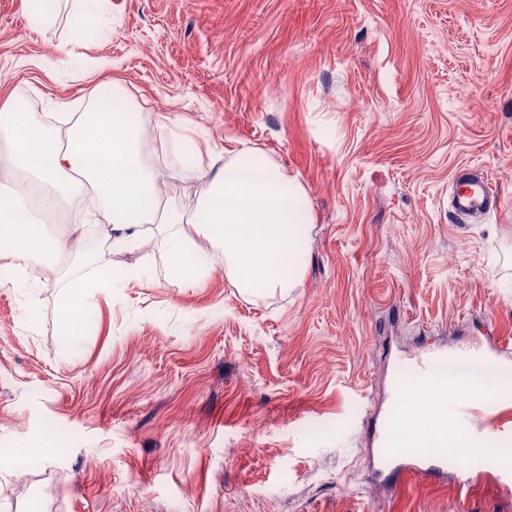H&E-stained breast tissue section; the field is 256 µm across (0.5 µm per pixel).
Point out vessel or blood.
<instances>
[{
	"label": "vessel or blood",
	"mask_w": 512,
	"mask_h": 512,
	"mask_svg": "<svg viewBox=\"0 0 512 512\" xmlns=\"http://www.w3.org/2000/svg\"><path fill=\"white\" fill-rule=\"evenodd\" d=\"M492 194L493 189L486 179L457 175L452 181L451 206L454 215L463 218L486 213L488 198ZM478 360L483 361L490 371H497L505 360L504 350L500 347L471 349L463 346H437L424 349L419 355L405 361L407 374L393 380L389 404L378 415L373 429L376 444L373 464L380 474L390 476L409 468L428 480H439L447 475L451 465L447 435H436L422 445L404 439L397 414L410 382H422L445 363L464 367ZM511 410L512 391L501 390L493 396L480 398L478 409H471L465 404L457 405L453 426L459 431L464 447L481 448L489 445L511 448L512 427L502 423L503 414Z\"/></svg>",
	"instance_id": "vessel-or-blood-1"
}]
</instances>
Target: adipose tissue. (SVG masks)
Segmentation results:
<instances>
[{
	"mask_svg": "<svg viewBox=\"0 0 512 512\" xmlns=\"http://www.w3.org/2000/svg\"><path fill=\"white\" fill-rule=\"evenodd\" d=\"M0 277L18 274L33 258H59L69 251L64 235L37 230L26 207L28 190L40 194L41 209L59 198L93 195L113 250L138 249L149 225L166 232L169 267L175 278L197 286L224 257L233 285L244 292L295 287L307 266L313 222L303 187L264 154L242 150L205 174L191 209H172L142 150L140 130L127 112L95 107L64 131L42 124L17 100L0 107ZM210 250L197 247V240ZM122 273L107 268L71 279L61 306L60 344L68 349L83 335L87 299Z\"/></svg>",
	"mask_w": 512,
	"mask_h": 512,
	"instance_id": "1",
	"label": "adipose tissue"
}]
</instances>
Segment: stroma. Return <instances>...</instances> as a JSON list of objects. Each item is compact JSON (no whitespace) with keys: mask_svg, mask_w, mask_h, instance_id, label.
Masks as SVG:
<instances>
[{"mask_svg":"<svg viewBox=\"0 0 512 512\" xmlns=\"http://www.w3.org/2000/svg\"><path fill=\"white\" fill-rule=\"evenodd\" d=\"M75 23L73 0L38 30L0 0V103L81 114L120 85L180 207L211 155L262 152L306 190L309 262L284 292L220 260L189 288L162 235L117 253L62 209L67 258L0 280V452L25 457L0 463V512H512L497 457L465 489L389 481L368 430L401 357L512 342V0H110L93 38ZM460 168L490 213L449 211ZM99 265L128 276L63 350L67 280Z\"/></svg>","mask_w":512,"mask_h":512,"instance_id":"35a3bbf8","label":"stroma"}]
</instances>
